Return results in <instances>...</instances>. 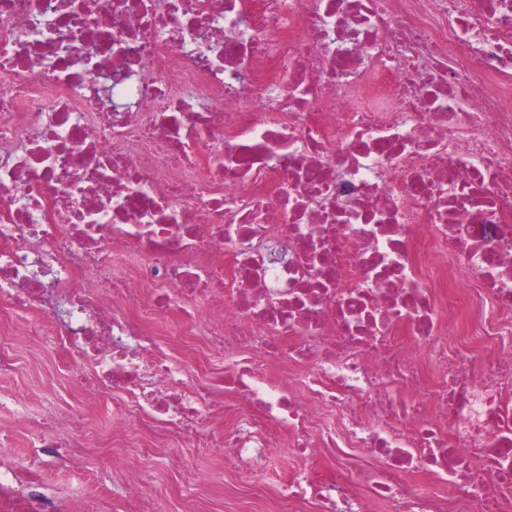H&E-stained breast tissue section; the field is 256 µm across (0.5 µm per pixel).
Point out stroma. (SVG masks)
Segmentation results:
<instances>
[{"instance_id":"stroma-1","label":"stroma","mask_w":512,"mask_h":512,"mask_svg":"<svg viewBox=\"0 0 512 512\" xmlns=\"http://www.w3.org/2000/svg\"><path fill=\"white\" fill-rule=\"evenodd\" d=\"M17 368L0 374V393L25 397L32 415H40L49 407L65 408L81 405L82 400L70 388L62 371L63 354L45 336H30L14 346ZM106 427L100 418H89L83 435L91 447L82 468L61 466L42 449L30 447L24 430L15 426L10 410L0 411V459L21 468L41 471L43 491L61 512H112V491L121 476L108 466V454L95 447L94 441ZM287 455H280L261 478L264 493L259 497L225 498L224 512H267L272 492L288 469ZM125 464L131 469H146L152 474L154 492L167 512H192L183 506L174 490L184 473L221 470L224 488L237 485L239 473L233 464H220L212 454L197 449L175 447L156 462L130 455Z\"/></svg>"}]
</instances>
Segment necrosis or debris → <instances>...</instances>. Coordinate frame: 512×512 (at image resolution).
I'll return each instance as SVG.
<instances>
[{"mask_svg": "<svg viewBox=\"0 0 512 512\" xmlns=\"http://www.w3.org/2000/svg\"><path fill=\"white\" fill-rule=\"evenodd\" d=\"M4 315L278 512H512V0H0ZM288 458V450H282L276 464L260 478V484L264 489L262 496L225 497L223 512H268L266 509L271 505L273 499L272 492L288 470V463L291 464Z\"/></svg>", "mask_w": 512, "mask_h": 512, "instance_id": "necrosis-or-debris-1", "label": "necrosis or debris"}]
</instances>
